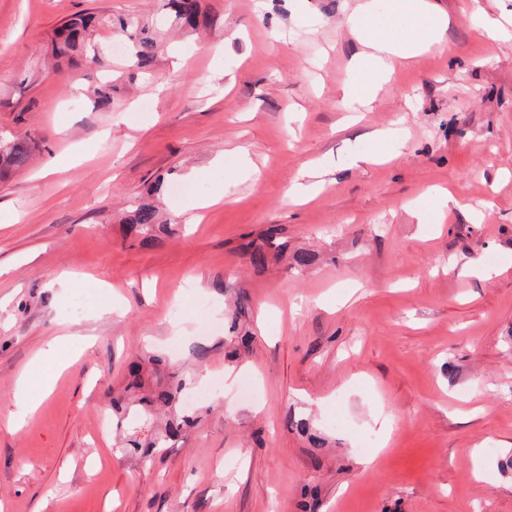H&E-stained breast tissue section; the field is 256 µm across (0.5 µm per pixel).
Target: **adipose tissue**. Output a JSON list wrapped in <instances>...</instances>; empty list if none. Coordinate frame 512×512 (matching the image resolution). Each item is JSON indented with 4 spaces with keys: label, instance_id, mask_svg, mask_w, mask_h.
Returning a JSON list of instances; mask_svg holds the SVG:
<instances>
[{
    "label": "adipose tissue",
    "instance_id": "ef3b65f1",
    "mask_svg": "<svg viewBox=\"0 0 512 512\" xmlns=\"http://www.w3.org/2000/svg\"><path fill=\"white\" fill-rule=\"evenodd\" d=\"M374 5L375 0H359L349 25L350 34L361 47L354 64L367 69L371 80L366 85L344 87L341 105L347 112L365 105L381 84L388 82L399 69L410 65L419 56L448 49L444 33L450 18L432 0H391L392 16L406 22L403 33L395 39L377 34ZM420 15L430 16L432 20L423 31L414 23L415 17Z\"/></svg>",
    "mask_w": 512,
    "mask_h": 512
}]
</instances>
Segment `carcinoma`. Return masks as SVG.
<instances>
[{
    "label": "carcinoma",
    "mask_w": 512,
    "mask_h": 512,
    "mask_svg": "<svg viewBox=\"0 0 512 512\" xmlns=\"http://www.w3.org/2000/svg\"><path fill=\"white\" fill-rule=\"evenodd\" d=\"M166 15L170 25L183 29H196L207 22L201 12L199 0H167ZM111 27L121 31L126 37L130 58L135 68L144 73L148 71L163 51L162 31L156 24L131 15H104L79 13L54 31L52 56L56 63L49 72L56 74L63 64L85 61L100 65L104 61V47L96 40L101 27ZM39 149L38 142L28 135L14 136L11 140L0 143V177L16 173L28 167L34 153ZM130 232L153 242L172 234L170 225L158 222L156 207L149 204L140 205L130 219ZM251 265L261 270L268 263L269 253L282 254L287 244L277 237V229L270 228L261 242L251 241L246 244ZM247 298L239 296L236 301V316L231 319L229 331L242 346H248L249 336H240L238 315L245 312ZM142 364H131L130 380L123 393L112 398V409L116 413L130 415L131 432L125 441V447L149 456L156 448H165L168 440L182 430L190 427L194 419L177 410L179 395L185 384L173 381L174 373H169L171 380L149 391L144 390L140 370Z\"/></svg>",
    "instance_id": "1"
}]
</instances>
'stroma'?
<instances>
[{
    "label": "stroma",
    "instance_id": "1",
    "mask_svg": "<svg viewBox=\"0 0 512 512\" xmlns=\"http://www.w3.org/2000/svg\"><path fill=\"white\" fill-rule=\"evenodd\" d=\"M200 3L208 26L132 84L116 57L47 74L53 32L83 10L157 19L163 0H0V138L40 145L0 182V512H512V0H436L447 52L397 72L355 123L338 102L368 79L347 30L358 0ZM475 3L506 37L473 36ZM383 128L406 144L374 142ZM362 153L380 160L352 166ZM307 162L325 188L296 205ZM216 193L181 222L186 198ZM152 197L178 228L161 245L125 222ZM273 224L312 266L253 270L240 246ZM84 286L100 299L76 316ZM240 293L253 341L234 360ZM147 352L206 396L142 457L118 447L126 422H99ZM23 376L51 386L16 426Z\"/></svg>",
    "mask_w": 512,
    "mask_h": 512
}]
</instances>
